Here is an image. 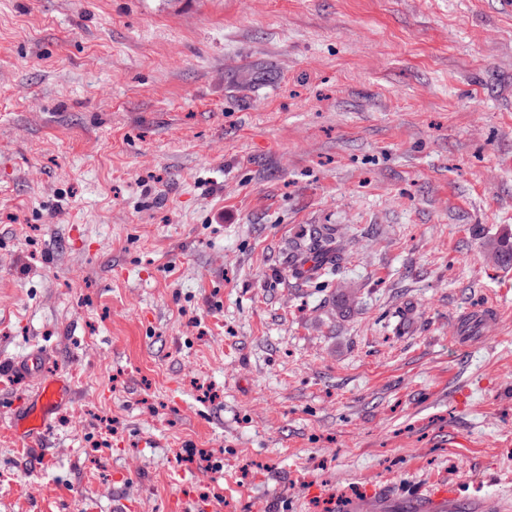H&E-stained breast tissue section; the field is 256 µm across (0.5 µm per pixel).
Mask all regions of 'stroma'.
I'll use <instances>...</instances> for the list:
<instances>
[{
    "label": "stroma",
    "mask_w": 512,
    "mask_h": 512,
    "mask_svg": "<svg viewBox=\"0 0 512 512\" xmlns=\"http://www.w3.org/2000/svg\"><path fill=\"white\" fill-rule=\"evenodd\" d=\"M504 239L512 0H0V512H512ZM313 250V252H311ZM332 253H334V259L332 260ZM309 254L313 255L311 258L315 257V265L314 269L321 270L323 266L329 265L330 267H325L324 271H332L334 268L339 267L341 257L340 255L331 248V239L328 236L322 235L319 239L315 240L311 246L309 247ZM320 259V261H318ZM327 260V263L323 264V262ZM498 310L494 305H482L467 314H465L460 322L457 323V336L454 342L458 345H472L476 342L478 336L474 335L476 326H480L483 322H487L492 316H497ZM69 393V386L62 379L53 378L46 381L40 394L41 406L39 409H32L28 412L23 420V432H31L33 435L42 431L49 414L69 399ZM458 486L455 483L440 481L428 486L425 494L417 496L420 512H445L453 508L458 500Z\"/></svg>",
    "instance_id": "obj_1"
}]
</instances>
